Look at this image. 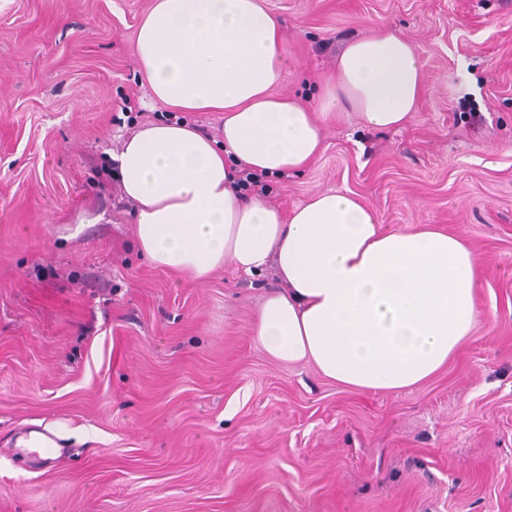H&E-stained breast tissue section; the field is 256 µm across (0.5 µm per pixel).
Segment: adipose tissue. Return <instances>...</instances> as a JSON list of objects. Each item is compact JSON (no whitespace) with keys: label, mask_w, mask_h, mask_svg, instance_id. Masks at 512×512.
<instances>
[{"label":"adipose tissue","mask_w":512,"mask_h":512,"mask_svg":"<svg viewBox=\"0 0 512 512\" xmlns=\"http://www.w3.org/2000/svg\"><path fill=\"white\" fill-rule=\"evenodd\" d=\"M283 21L263 0H153L134 42L152 100L219 112L222 140L188 124L149 123L116 155L138 245L156 267L205 281L232 263L275 266L281 287L254 335L273 359L313 364L353 392L398 394L436 375L480 324V259L433 224L381 229L352 194L324 192L282 212L246 195L237 167L267 176L309 167L324 125L356 113L379 130L416 111L415 46L379 29L349 42L316 107L276 94L288 63Z\"/></svg>","instance_id":"1"}]
</instances>
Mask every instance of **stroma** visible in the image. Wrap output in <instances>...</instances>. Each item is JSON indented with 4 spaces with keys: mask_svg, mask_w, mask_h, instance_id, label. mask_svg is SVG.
I'll use <instances>...</instances> for the list:
<instances>
[{
    "mask_svg": "<svg viewBox=\"0 0 512 512\" xmlns=\"http://www.w3.org/2000/svg\"><path fill=\"white\" fill-rule=\"evenodd\" d=\"M150 5L0 0V512H512V0H265L277 94L315 104L379 26L423 63L404 127L343 113L309 169L264 179L281 210L350 191L479 255V327L400 394L268 356L273 269L195 283L141 255L113 157L164 111L134 54ZM47 425L64 454L16 448Z\"/></svg>",
    "mask_w": 512,
    "mask_h": 512,
    "instance_id": "1",
    "label": "stroma"
}]
</instances>
